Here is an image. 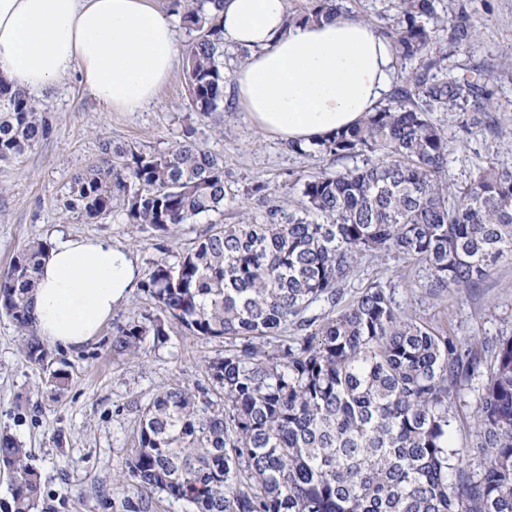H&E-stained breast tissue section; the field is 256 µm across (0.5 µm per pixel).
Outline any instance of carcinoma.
Wrapping results in <instances>:
<instances>
[{"label":"carcinoma","mask_w":512,"mask_h":512,"mask_svg":"<svg viewBox=\"0 0 512 512\" xmlns=\"http://www.w3.org/2000/svg\"><path fill=\"white\" fill-rule=\"evenodd\" d=\"M398 0L378 30L418 68L357 126L288 150L331 163L380 154L349 171L323 167L295 178L301 209L288 211L264 182L241 189L224 161L186 126L164 151L103 145L74 179L64 210L89 222L120 207L129 224L166 237L240 209L237 224L211 222L194 248L156 261L140 288L153 307L116 326L112 348L157 347L170 325L224 339L207 380L162 384L139 408L138 448L119 482L131 512L156 494L191 512H512V336L461 339L396 306L381 284L347 298L344 284L366 259L395 253L424 266L430 289L473 288L512 262V169L490 163L457 188L446 178L452 142L428 117L454 112L459 129L496 126L479 65L445 75L447 49L470 51L476 28L464 0ZM224 0H169L191 39L184 74L191 111L224 112ZM342 0H312L288 22L329 19ZM50 133L28 92L0 78V162ZM257 202L251 212L246 202ZM41 240L21 246L0 270V315L22 337L25 359L42 369L52 352L32 325ZM270 336L280 344L267 348ZM482 380L470 445L452 432L457 403ZM62 370L45 385L68 386ZM13 436L0 434V467L12 475L13 512H33L41 475Z\"/></svg>","instance_id":"obj_1"}]
</instances>
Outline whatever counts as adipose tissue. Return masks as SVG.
<instances>
[{"mask_svg":"<svg viewBox=\"0 0 512 512\" xmlns=\"http://www.w3.org/2000/svg\"><path fill=\"white\" fill-rule=\"evenodd\" d=\"M287 18L288 0H224L219 15L225 43L249 51L233 73L239 109L260 132L308 144L374 110L394 79V52L357 19ZM176 62L175 26L152 0H0V77L20 88L45 89L75 69L106 110L138 112ZM141 278L130 249L56 234L32 293L38 336L83 349Z\"/></svg>","mask_w":512,"mask_h":512,"instance_id":"1","label":"adipose tissue"}]
</instances>
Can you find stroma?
<instances>
[{
	"mask_svg": "<svg viewBox=\"0 0 512 512\" xmlns=\"http://www.w3.org/2000/svg\"><path fill=\"white\" fill-rule=\"evenodd\" d=\"M479 33L469 52H449V72L481 64L491 75L489 87L498 126L459 133L456 115L434 112L430 118L454 145L448 176L465 182L487 162L512 167V0H468ZM33 100L51 126L47 139L9 163H0V267L32 240L50 242L55 232L76 237H110L133 250L140 269L161 258L193 248L209 225H186L175 236L159 237L149 226L126 223L115 211L95 223L65 213L63 203L74 177L97 164L103 144L165 150L179 138L189 119L182 67H175L156 104L141 112H108L88 93L78 71H70ZM231 105L223 124L194 121L197 143L223 159L231 180L245 187L262 181L280 187L293 175L318 171L322 159L289 152L283 140L260 133L247 113L235 107L233 82L224 84ZM426 269L385 255L362 263L345 288L357 295L381 282L398 306L416 319L443 327L466 339L512 336V262L499 264L479 287L433 294ZM151 302L142 290L132 292L113 311L96 340L78 352L54 348L57 368L69 375L60 398L44 387V373L26 362L21 338L12 322L0 316V433L21 441L41 475L42 493L35 512H125L128 497L115 478L126 470L138 446L140 405L164 382L189 384L206 379L205 364L223 355L224 342L186 335L172 327L160 348L145 343L139 358L115 354V326L139 318Z\"/></svg>",
	"mask_w": 512,
	"mask_h": 512,
	"instance_id": "35a3bbf8",
	"label": "stroma"
}]
</instances>
